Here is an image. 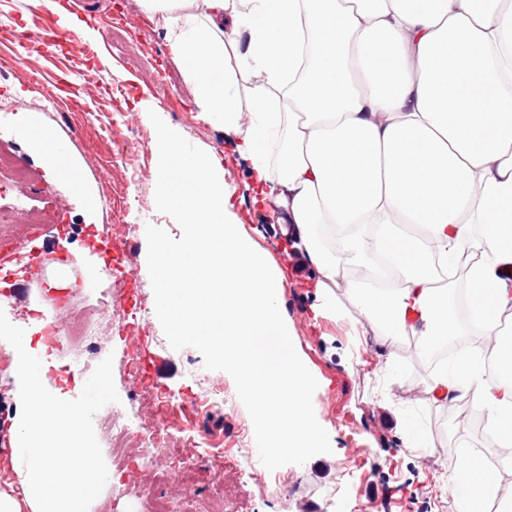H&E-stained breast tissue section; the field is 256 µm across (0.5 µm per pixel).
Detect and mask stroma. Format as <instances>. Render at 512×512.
Listing matches in <instances>:
<instances>
[{
    "mask_svg": "<svg viewBox=\"0 0 512 512\" xmlns=\"http://www.w3.org/2000/svg\"><path fill=\"white\" fill-rule=\"evenodd\" d=\"M59 2L76 15L78 28L68 30L48 52L26 54L13 71L0 74L10 111L7 125L0 126V137L11 140L15 153L36 176L35 184L9 192L6 203L49 212L55 224L82 225V234H68L58 244L61 256L76 266L96 261L88 243L94 229L105 224H156L180 237L178 224L155 205L156 131L141 117L152 110L166 124L180 128L192 145L209 150L223 147L224 181L231 191L233 212L277 266L286 269L283 317L297 353L320 382L313 406L332 451L301 465H288V472L295 475L290 491L271 481L264 470L243 481L225 475L224 499L232 512H458L459 501L444 482L454 474L462 453L483 447V433L470 425L460 407L443 406L426 393L432 375L417 341L402 336L393 344L397 367L393 374L377 368L373 350L351 352L348 325L322 310L314 269L308 266L299 273L286 268L291 246L284 236L270 231L278 220V207L262 199L221 133L198 118L194 88L173 61L163 29L140 12L135 0ZM88 69L100 82L124 91L120 105L79 90L74 95L78 109L70 112L54 107L27 79L28 72H38L48 88L57 74L68 71L79 83ZM23 122L44 129L63 144L60 162L75 169L77 178L48 171L46 146L21 136L18 126ZM110 183L126 186V201L108 203L103 189ZM132 244L138 278L126 280L125 286L135 291L138 325L130 336L113 335L100 343L97 358L107 383L94 404L95 414L104 415L112 401L120 400L150 420L156 414V391L191 395L212 386L224 392L222 407L207 412L189 407L169 410L176 446L186 456L196 454L185 434L192 428L217 450L254 447L253 422L233 378L205 369L197 349L175 350L163 343L145 266L147 241L138 233ZM142 341L170 373L141 381L132 395L125 361ZM47 361L49 387L63 402L88 399L94 384L91 376L68 382L66 360L51 354ZM399 410L409 412L413 432L431 443L429 453L404 448L395 416Z\"/></svg>",
    "mask_w": 512,
    "mask_h": 512,
    "instance_id": "35a3bbf8",
    "label": "stroma"
}]
</instances>
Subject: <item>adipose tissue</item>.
Instances as JSON below:
<instances>
[{"label": "adipose tissue", "instance_id": "adipose-tissue-1", "mask_svg": "<svg viewBox=\"0 0 512 512\" xmlns=\"http://www.w3.org/2000/svg\"><path fill=\"white\" fill-rule=\"evenodd\" d=\"M165 31L195 87L201 119L234 144L293 225L330 313L336 257L371 252L400 288L349 286L355 347L413 336L447 347L469 324L493 340L490 360L450 358L426 391L442 405L471 398L499 444L512 446V0H139ZM232 40H225V32ZM250 100L241 103L240 89ZM423 228L404 255L389 227ZM478 254L467 280L437 287L436 263ZM346 316V315H345ZM23 406L9 430L22 494L0 490V512H81L77 476L112 480L87 416L51 392L33 398L28 344L0 338ZM512 478L462 458L451 484L476 512Z\"/></svg>", "mask_w": 512, "mask_h": 512}]
</instances>
